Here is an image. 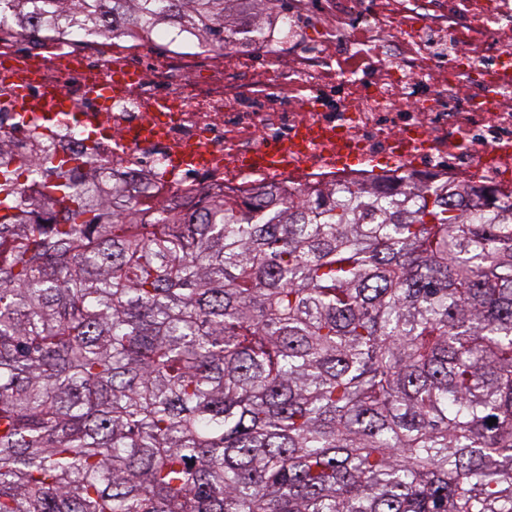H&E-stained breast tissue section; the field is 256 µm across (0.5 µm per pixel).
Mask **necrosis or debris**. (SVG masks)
Instances as JSON below:
<instances>
[{
    "label": "necrosis or debris",
    "mask_w": 512,
    "mask_h": 512,
    "mask_svg": "<svg viewBox=\"0 0 512 512\" xmlns=\"http://www.w3.org/2000/svg\"><path fill=\"white\" fill-rule=\"evenodd\" d=\"M263 48L275 68L187 34L31 40L2 24L9 165L91 157L102 197L176 212L404 175L512 193V0H296Z\"/></svg>",
    "instance_id": "4bbe7bcc"
}]
</instances>
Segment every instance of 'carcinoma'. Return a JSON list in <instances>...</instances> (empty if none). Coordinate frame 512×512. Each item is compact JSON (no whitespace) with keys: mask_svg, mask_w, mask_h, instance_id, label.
Instances as JSON below:
<instances>
[{"mask_svg":"<svg viewBox=\"0 0 512 512\" xmlns=\"http://www.w3.org/2000/svg\"><path fill=\"white\" fill-rule=\"evenodd\" d=\"M262 42L282 0H0L27 36ZM0 166V512H512V200L403 179L138 222ZM497 419L489 425L488 420Z\"/></svg>","mask_w":512,"mask_h":512,"instance_id":"1","label":"carcinoma"}]
</instances>
